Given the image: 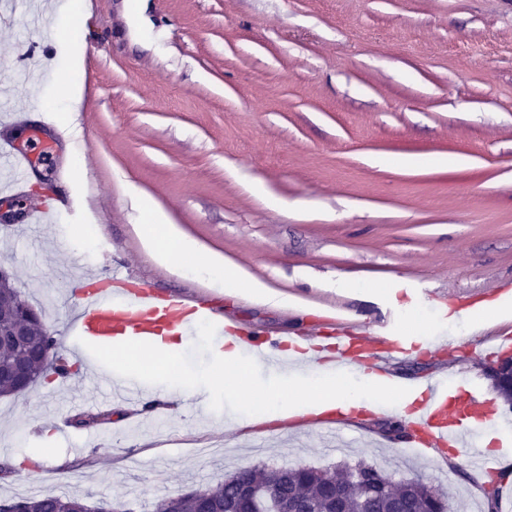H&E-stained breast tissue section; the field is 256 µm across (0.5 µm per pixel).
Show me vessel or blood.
Wrapping results in <instances>:
<instances>
[{
  "label": "vessel or blood",
  "mask_w": 512,
  "mask_h": 512,
  "mask_svg": "<svg viewBox=\"0 0 512 512\" xmlns=\"http://www.w3.org/2000/svg\"><path fill=\"white\" fill-rule=\"evenodd\" d=\"M34 161V154L11 141L0 142V165L10 173L11 197H23ZM200 322L209 323L227 336L236 333L234 322L225 319L208 296L188 301L178 294L162 295L148 281L115 273L103 279L99 287L81 292L71 330L75 349L89 357L96 349L128 336L145 345L156 344L165 332L173 330L187 337ZM242 342L244 349L260 362L284 353L296 365L318 361L329 371L364 368L382 384L391 377L389 359L409 353L414 347L412 337L389 330L376 332L359 321L322 340L306 331L295 338L268 339L255 334L243 337ZM96 377L107 387L108 401L137 408L143 383L116 381L110 371L101 368ZM428 392V399L411 416L413 443L426 448L465 449L471 468L493 470L498 459L483 449L477 436L478 425L496 417L492 403L476 393L465 394L461 403H452L443 381L431 385Z\"/></svg>",
  "instance_id": "1"
}]
</instances>
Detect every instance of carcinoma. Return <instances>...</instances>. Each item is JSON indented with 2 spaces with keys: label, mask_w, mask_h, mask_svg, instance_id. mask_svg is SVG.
Here are the masks:
<instances>
[{
  "label": "carcinoma",
  "mask_w": 512,
  "mask_h": 512,
  "mask_svg": "<svg viewBox=\"0 0 512 512\" xmlns=\"http://www.w3.org/2000/svg\"><path fill=\"white\" fill-rule=\"evenodd\" d=\"M28 360L35 367L33 383L46 376L40 363L48 361L55 373L69 374L67 358L58 350L57 339L39 321L31 328L28 345L15 351L6 349L0 362ZM493 387L499 398L512 404V370L503 369ZM251 481L284 498L299 502L309 512H394L395 504L406 506L407 512H446L444 495L425 483L406 479L395 482L372 465L360 462L342 473L308 467L269 470L244 469L224 478V482L199 493L179 494L164 500V506L174 505L177 512H222L230 508L239 482ZM500 486L494 479L485 481L486 512H500ZM14 512H108L112 502L100 500L94 505L69 495L30 496L10 501Z\"/></svg>",
  "instance_id": "1"
}]
</instances>
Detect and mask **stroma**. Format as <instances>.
Instances as JSON below:
<instances>
[{
	"mask_svg": "<svg viewBox=\"0 0 512 512\" xmlns=\"http://www.w3.org/2000/svg\"><path fill=\"white\" fill-rule=\"evenodd\" d=\"M69 2L0 0V140L43 145L13 204L75 201L55 223L0 232V265L64 355L78 294L63 267L208 294L247 330L286 336L357 318L420 342L392 361L400 385L362 429L334 434L241 423L207 378L217 336L203 328L178 356L203 377L195 395L141 401L138 418L105 403L90 374L1 397L0 465L14 471L0 500L66 494L156 512L240 468L364 461L439 489L449 512H485L486 476L464 453L387 434L406 423L405 384L443 376L496 397L471 340L502 317L458 323L447 301L512 279V0H149L143 33L134 0H99L81 15L76 107L69 45L33 24ZM17 112L27 126L13 124ZM408 156L422 166H404ZM135 193L201 245L196 263L221 255L288 304L160 263L134 230ZM340 279L354 289L337 290Z\"/></svg>",
	"mask_w": 512,
	"mask_h": 512,
	"instance_id": "1",
	"label": "stroma"
}]
</instances>
